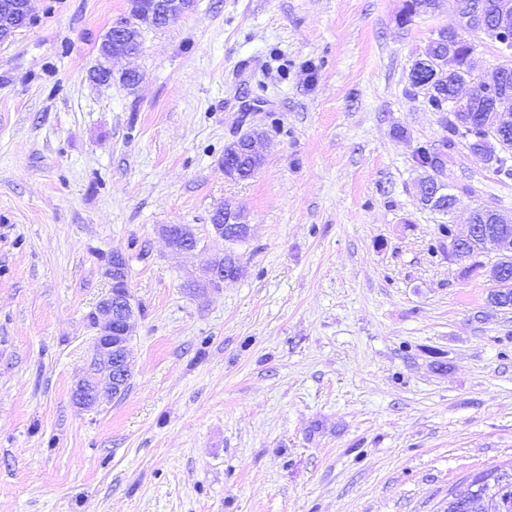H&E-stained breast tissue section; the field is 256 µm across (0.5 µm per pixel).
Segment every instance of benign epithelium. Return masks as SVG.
<instances>
[{"mask_svg": "<svg viewBox=\"0 0 512 512\" xmlns=\"http://www.w3.org/2000/svg\"><path fill=\"white\" fill-rule=\"evenodd\" d=\"M459 17L458 25L442 28L440 32L453 39L454 33L462 28H478L481 41L492 46L498 57V64L490 70L484 69L478 57V50L470 55L472 70L481 73L482 83L488 85L489 98L484 101L478 122L485 136L466 145L457 140H443L438 147L430 148V162L421 167L422 175L417 180V193L430 195V201L445 198L449 202L448 213L460 209L467 212L466 230L452 238L453 256L456 261L466 263L473 259L472 245L484 243L486 252L495 255V262L485 274L497 287L512 284V214H504L495 207L479 200L481 189L478 184L484 179V172L502 164L504 157L493 151L512 132V97L508 92L498 95L494 90L507 87L512 77V0H497L490 14L482 6L454 0ZM155 12L160 22L171 23L185 13L184 0H156ZM33 13L31 0H10L0 9V41L10 39L15 33L28 27ZM141 24V18L129 15L117 20L105 39V43L126 39L129 32ZM426 63L418 58L412 61L408 80L418 88L433 90L436 76L421 79V69ZM475 156L482 161L481 171L470 172L458 183L448 181V166L457 159ZM481 212L495 220V226L474 223V216ZM215 237L228 241L250 237L251 226L246 223L243 211L230 205L222 209L211 224ZM158 234L174 253H187L198 246L194 228L189 224H162ZM125 257L114 252L107 263L105 275L110 280L109 292L101 298L92 313L91 324L97 331V371H90L74 387L72 400L80 408H88L97 402L99 387L106 384L112 397L121 396L127 387L126 376L131 374L127 359L126 344L135 326V307L127 288L118 287L124 271ZM239 272V262L229 263L228 252H217L208 261L203 288H218L227 279H233Z\"/></svg>", "mask_w": 512, "mask_h": 512, "instance_id": "obj_1", "label": "benign epithelium"}]
</instances>
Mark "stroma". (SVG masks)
<instances>
[{"label": "stroma", "instance_id": "obj_1", "mask_svg": "<svg viewBox=\"0 0 512 512\" xmlns=\"http://www.w3.org/2000/svg\"><path fill=\"white\" fill-rule=\"evenodd\" d=\"M403 4L195 0L98 84L126 0H32L0 43V512H446L512 466V309L415 195L449 115L408 71L455 4ZM255 127L262 165L225 178ZM225 204L246 241L211 235ZM228 248L238 277L196 291ZM115 251L132 375L82 409ZM158 234L174 253L191 252L198 246L196 232L190 224H162Z\"/></svg>", "mask_w": 512, "mask_h": 512}]
</instances>
